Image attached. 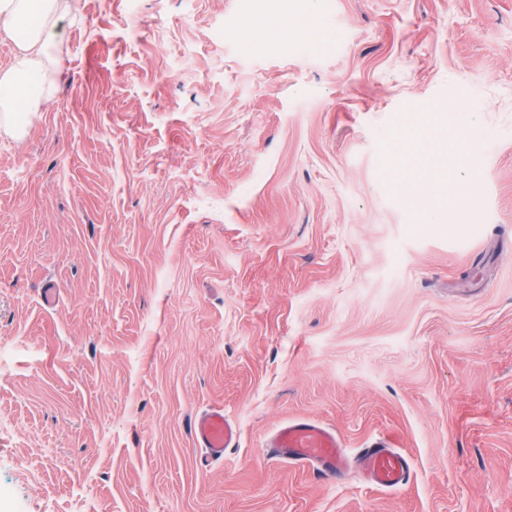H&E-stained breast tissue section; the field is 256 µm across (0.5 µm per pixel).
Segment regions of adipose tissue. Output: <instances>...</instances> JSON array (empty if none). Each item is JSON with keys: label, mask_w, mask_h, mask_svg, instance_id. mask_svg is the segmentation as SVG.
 <instances>
[{"label": "adipose tissue", "mask_w": 512, "mask_h": 512, "mask_svg": "<svg viewBox=\"0 0 512 512\" xmlns=\"http://www.w3.org/2000/svg\"><path fill=\"white\" fill-rule=\"evenodd\" d=\"M68 0H0V33L14 44L13 60L0 70V127L21 136L54 80L49 48Z\"/></svg>", "instance_id": "ef3b65f1"}]
</instances>
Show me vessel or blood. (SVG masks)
<instances>
[{"instance_id":"obj_1","label":"vessel or blood","mask_w":512,"mask_h":512,"mask_svg":"<svg viewBox=\"0 0 512 512\" xmlns=\"http://www.w3.org/2000/svg\"><path fill=\"white\" fill-rule=\"evenodd\" d=\"M193 439L203 453L200 466L207 467L222 460L225 449L235 447L238 431L223 410L207 409L196 415ZM341 442L335 431L323 423L298 417L278 428L267 447L271 457L294 465L313 467L332 476L347 466L340 452ZM360 462L368 480L377 487L394 488L405 485L411 474L409 459L390 448L383 439L366 443L360 451Z\"/></svg>"}]
</instances>
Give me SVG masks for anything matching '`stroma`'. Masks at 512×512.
<instances>
[{"label": "stroma", "mask_w": 512, "mask_h": 512, "mask_svg": "<svg viewBox=\"0 0 512 512\" xmlns=\"http://www.w3.org/2000/svg\"><path fill=\"white\" fill-rule=\"evenodd\" d=\"M287 15L59 19L0 129V512H512V0ZM210 407L238 439L203 468ZM294 417L410 485L268 457ZM360 462L368 480L376 487H399L410 479L408 457L390 448L383 439H374L366 443L360 451Z\"/></svg>", "instance_id": "1"}]
</instances>
